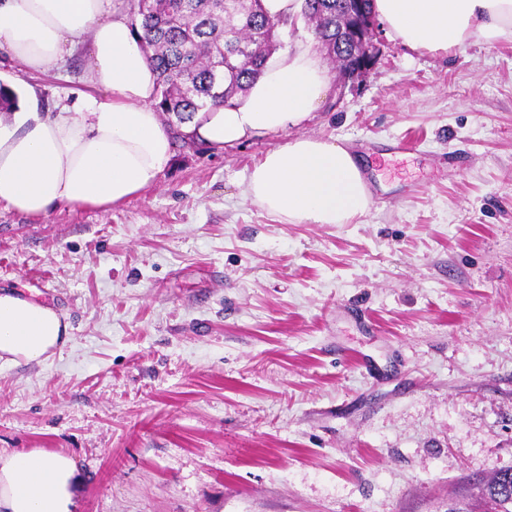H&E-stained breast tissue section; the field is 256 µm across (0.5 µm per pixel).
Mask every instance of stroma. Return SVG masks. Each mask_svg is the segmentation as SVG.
<instances>
[{"instance_id":"obj_1","label":"stroma","mask_w":512,"mask_h":512,"mask_svg":"<svg viewBox=\"0 0 512 512\" xmlns=\"http://www.w3.org/2000/svg\"><path fill=\"white\" fill-rule=\"evenodd\" d=\"M301 127L172 163L108 209L0 206V284L68 320L60 353L0 363V452L70 456L73 512H446L512 466V43L413 50ZM78 46L41 108L93 94ZM360 154L350 224L247 193L294 134Z\"/></svg>"}]
</instances>
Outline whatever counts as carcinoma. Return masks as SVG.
<instances>
[{
	"mask_svg": "<svg viewBox=\"0 0 512 512\" xmlns=\"http://www.w3.org/2000/svg\"><path fill=\"white\" fill-rule=\"evenodd\" d=\"M139 23L147 60L158 73L156 108L170 122L245 94L280 45L278 29L302 21L343 72L360 53L347 37L345 0H303L291 19L268 16L262 0H122ZM483 508L452 503L447 512H512V466L480 487Z\"/></svg>",
	"mask_w": 512,
	"mask_h": 512,
	"instance_id": "carcinoma-1",
	"label": "carcinoma"
}]
</instances>
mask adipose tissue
Here are the masks:
<instances>
[{"instance_id": "ef3b65f1", "label": "adipose tissue", "mask_w": 512, "mask_h": 512, "mask_svg": "<svg viewBox=\"0 0 512 512\" xmlns=\"http://www.w3.org/2000/svg\"><path fill=\"white\" fill-rule=\"evenodd\" d=\"M374 8L391 36L414 50L512 42V0H375ZM82 42L88 79L106 97L43 112L32 89L27 111L0 114L1 206L32 216L60 204L109 208L152 186L171 162V133L155 107L157 74L112 0H0V50L19 70H53ZM330 84L321 55L298 45L269 59L246 95L195 113L180 130L220 151L297 128ZM247 191L291 224H348L371 201L359 156L305 135L268 151ZM68 334V322L52 307L0 291V362L42 363ZM76 483V463L67 455L38 448L0 453V512H71Z\"/></svg>"}]
</instances>
